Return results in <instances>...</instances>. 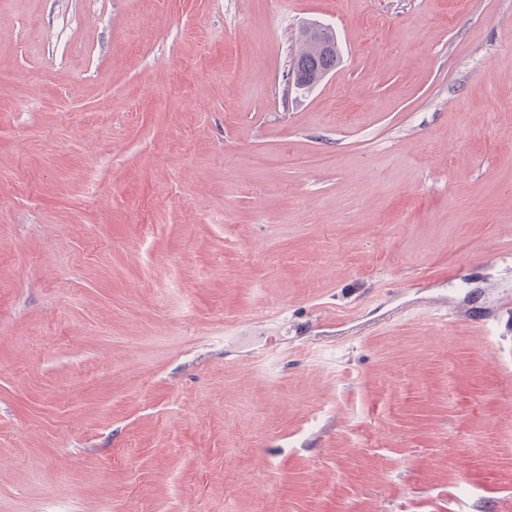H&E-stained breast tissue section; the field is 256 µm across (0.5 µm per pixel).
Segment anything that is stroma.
<instances>
[{
    "mask_svg": "<svg viewBox=\"0 0 512 512\" xmlns=\"http://www.w3.org/2000/svg\"><path fill=\"white\" fill-rule=\"evenodd\" d=\"M511 315L512 0H0V512H512ZM302 47L292 61L297 89L314 87L338 64L336 37L330 29L304 27L300 31Z\"/></svg>",
    "mask_w": 512,
    "mask_h": 512,
    "instance_id": "stroma-1",
    "label": "stroma"
}]
</instances>
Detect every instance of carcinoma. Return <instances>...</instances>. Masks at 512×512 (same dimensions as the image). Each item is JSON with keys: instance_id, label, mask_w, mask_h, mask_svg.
<instances>
[{"instance_id": "carcinoma-1", "label": "carcinoma", "mask_w": 512, "mask_h": 512, "mask_svg": "<svg viewBox=\"0 0 512 512\" xmlns=\"http://www.w3.org/2000/svg\"><path fill=\"white\" fill-rule=\"evenodd\" d=\"M302 47L292 61L296 88L314 87L338 64V48L333 32L323 27H304L300 31Z\"/></svg>"}]
</instances>
